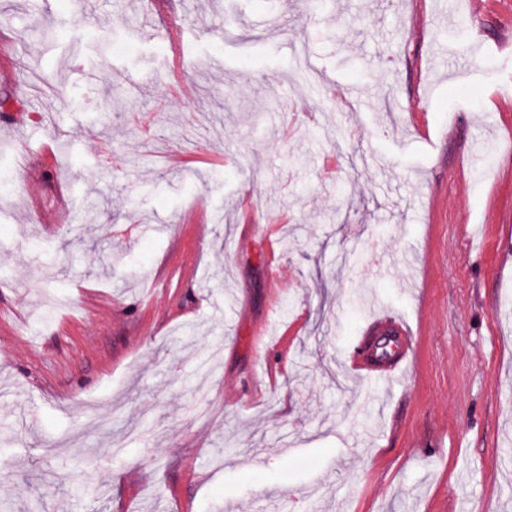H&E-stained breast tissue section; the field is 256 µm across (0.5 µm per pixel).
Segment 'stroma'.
I'll return each mask as SVG.
<instances>
[{"label":"stroma","instance_id":"35a3bbf8","mask_svg":"<svg viewBox=\"0 0 512 512\" xmlns=\"http://www.w3.org/2000/svg\"><path fill=\"white\" fill-rule=\"evenodd\" d=\"M143 9L0 0L10 512H512V0H165L187 95ZM380 318L387 384L347 370ZM373 329L377 336L391 337L387 355L383 359H375L367 352L359 353L350 363L351 369L367 380L386 379L396 371H404L414 353L412 330L404 323L387 319L375 320Z\"/></svg>","mask_w":512,"mask_h":512}]
</instances>
